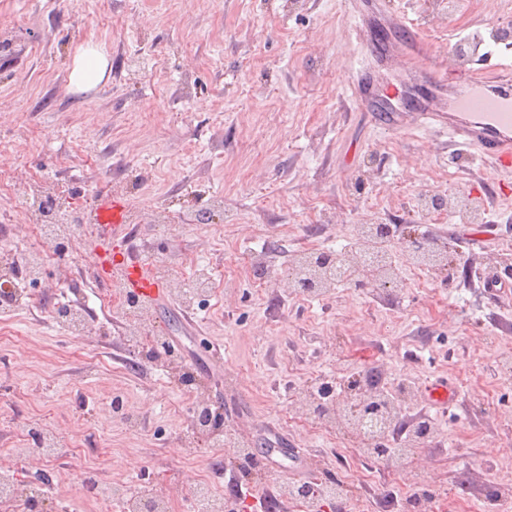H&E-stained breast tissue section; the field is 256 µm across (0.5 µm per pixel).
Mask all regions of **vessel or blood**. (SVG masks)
<instances>
[{
  "label": "vessel or blood",
  "mask_w": 512,
  "mask_h": 512,
  "mask_svg": "<svg viewBox=\"0 0 512 512\" xmlns=\"http://www.w3.org/2000/svg\"><path fill=\"white\" fill-rule=\"evenodd\" d=\"M428 89L448 88L447 107H437L426 93L417 94L414 112L393 107L384 102L369 100L364 85H357L356 99L369 106L375 123L388 131H402L420 124H436L446 130L452 142L473 149L476 154L497 167L512 169V65L498 63L497 72L490 77H476L466 70L446 71L434 66L426 68L423 76ZM129 204L125 198L102 194L96 211L101 229L111 231L113 239L123 243L126 258L113 264L104 258V268H116L127 291L145 301L159 302L164 285L150 265L138 256L133 230L127 222ZM457 393L454 385L436 380L426 385L424 398L428 406L440 412L453 408ZM302 469L304 454L298 448L263 449L260 462L267 468H281L283 461Z\"/></svg>",
  "instance_id": "vessel-or-blood-1"
}]
</instances>
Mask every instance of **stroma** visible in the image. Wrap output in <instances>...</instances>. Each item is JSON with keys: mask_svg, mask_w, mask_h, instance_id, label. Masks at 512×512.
I'll return each mask as SVG.
<instances>
[{"mask_svg": "<svg viewBox=\"0 0 512 512\" xmlns=\"http://www.w3.org/2000/svg\"><path fill=\"white\" fill-rule=\"evenodd\" d=\"M426 2L405 8L436 57L512 20V0H462L453 18ZM349 11L347 0H0V135L13 137L0 152L13 176L0 192V258L25 259L33 191L72 196L79 212L117 194L139 207V255L159 266L171 301L142 323L115 308L69 333L60 301L94 299L99 257L113 248L88 225L22 306L0 310V473L26 490L45 486L34 512H123L84 497L87 474L193 512L204 472L226 512H261L270 496L277 512H298L279 496L288 469L266 471L246 499L224 483L238 449L283 442L305 450L309 478L342 481L330 512H439L442 502L446 512H494V474L512 468V371L498 363L512 353V282L493 296L480 277H502L512 259V171L423 125L374 126L352 98L354 71L376 70L398 101L408 76L363 55L375 33H355ZM88 44L108 66L80 92L70 73ZM448 191L481 201L489 216L426 225L460 241L462 276L431 271L418 288L405 262L386 288L344 283L302 297L291 285L287 268L307 241L337 250L361 224L420 223L416 199ZM168 211L177 223H157ZM236 249L264 255L265 291L243 277L185 303L195 288L189 259L229 275ZM187 309L202 334L184 331ZM207 340L223 347V366H204ZM355 370L392 392L411 385L406 422L435 426L399 469L349 435L332 440L302 424L309 384ZM436 377L459 391L444 415L422 394ZM189 391L220 408L224 433L204 438L177 412ZM117 399L136 431L111 421ZM24 423L57 436L61 452L17 446ZM104 447L108 466L90 471Z\"/></svg>", "mask_w": 512, "mask_h": 512, "instance_id": "1", "label": "stroma"}]
</instances>
